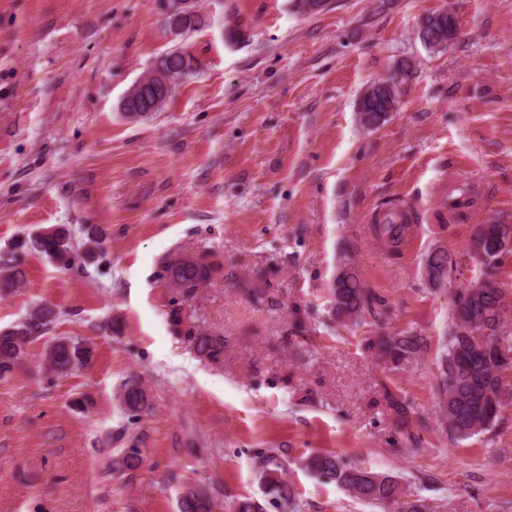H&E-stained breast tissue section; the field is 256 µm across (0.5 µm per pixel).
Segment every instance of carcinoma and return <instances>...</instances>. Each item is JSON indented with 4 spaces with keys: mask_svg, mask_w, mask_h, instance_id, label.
I'll use <instances>...</instances> for the list:
<instances>
[{
    "mask_svg": "<svg viewBox=\"0 0 512 512\" xmlns=\"http://www.w3.org/2000/svg\"><path fill=\"white\" fill-rule=\"evenodd\" d=\"M167 23H175L186 33L204 23L196 5L183 6L184 0H160ZM425 31L434 32L432 39H422L430 50L440 51L455 40L458 28L455 15L449 11L423 17ZM194 71L193 59L176 47L159 56L151 69L127 92L120 103L130 118H144L161 111L175 87ZM149 85L157 88V97L148 109L132 108L133 97ZM395 85L385 81L370 85L362 94L358 112L362 125L379 126L396 109ZM406 225L378 224L376 233L397 247L402 244ZM104 236L96 227L84 230L81 243H76L70 229L63 225L43 227L19 243V247L67 268L76 253L89 258L103 250ZM470 253L488 268L501 264L500 257L512 254L511 224H481L469 244ZM452 268L448 249L433 248L425 257V279L432 287L448 283ZM0 288L6 289L21 278L15 256L0 257ZM224 267L212 253L176 258L167 262L164 278L167 286L180 290L184 299L207 285ZM333 313L336 318L358 324L365 315L374 313L372 296L361 283L357 269L350 263L338 272L332 285ZM448 342L438 368L437 393L440 396L439 416L448 433L459 440L489 432L504 409L510 405L512 388L503 381L501 372L512 367V358L503 353V343L512 340V291L505 283L484 278L454 291ZM55 321L54 311L42 304L30 308L17 324L0 329V377L14 371L35 338ZM175 331L189 341L199 357L218 362L224 356V340L187 321L178 312L171 315ZM380 353L396 368L410 367L427 349V341L417 334L388 336L377 343ZM92 349L71 337H57L42 354L44 368L58 376H66L91 360ZM120 402L131 412L147 406V394L138 383L122 386ZM260 477L267 493L284 507H292L294 489L283 478L284 465L273 455L258 461ZM307 468L315 475L347 489L360 500L391 504L399 501L398 481L366 468L346 466L331 453L309 457ZM179 512H213V503L198 485H187L179 495Z\"/></svg>",
    "mask_w": 512,
    "mask_h": 512,
    "instance_id": "carcinoma-1",
    "label": "carcinoma"
}]
</instances>
